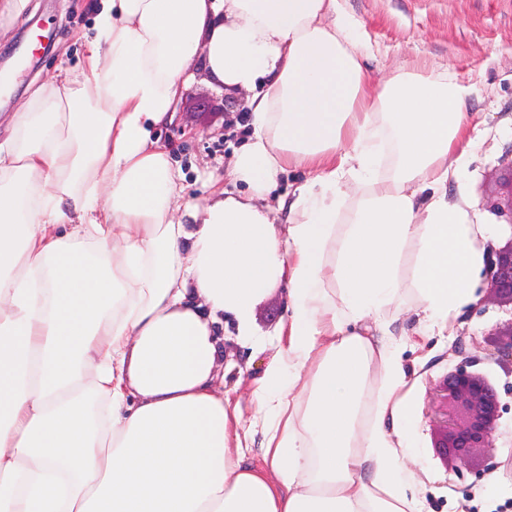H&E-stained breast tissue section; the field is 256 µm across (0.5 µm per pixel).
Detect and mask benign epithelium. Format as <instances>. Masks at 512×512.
<instances>
[{"instance_id": "7a95c632", "label": "benign epithelium", "mask_w": 512, "mask_h": 512, "mask_svg": "<svg viewBox=\"0 0 512 512\" xmlns=\"http://www.w3.org/2000/svg\"><path fill=\"white\" fill-rule=\"evenodd\" d=\"M504 187V203L495 204L494 211L511 216L507 223L509 236L502 245L487 246L484 274L486 289L512 315V162ZM491 346L498 364L512 367V318L495 329ZM471 366L473 362L467 360L443 379L447 410L442 420L443 437L435 444L437 454L455 465L459 473L464 468L480 472L473 450L486 447L487 435L501 416L495 386L485 375L469 370Z\"/></svg>"}]
</instances>
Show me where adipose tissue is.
Wrapping results in <instances>:
<instances>
[{
    "label": "adipose tissue",
    "instance_id": "obj_1",
    "mask_svg": "<svg viewBox=\"0 0 512 512\" xmlns=\"http://www.w3.org/2000/svg\"><path fill=\"white\" fill-rule=\"evenodd\" d=\"M357 29L337 0H102L79 75L29 90L0 140V512H419L391 325L411 300L441 335L479 300L483 227L446 192L470 88L374 82ZM200 60L252 93L249 192L209 205L178 202L152 137ZM281 278L255 469L215 325L250 335Z\"/></svg>",
    "mask_w": 512,
    "mask_h": 512
}]
</instances>
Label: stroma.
<instances>
[{
	"instance_id": "obj_1",
	"label": "stroma",
	"mask_w": 512,
	"mask_h": 512,
	"mask_svg": "<svg viewBox=\"0 0 512 512\" xmlns=\"http://www.w3.org/2000/svg\"><path fill=\"white\" fill-rule=\"evenodd\" d=\"M100 0H31L14 37L0 44V72L17 70L15 92H0V120L19 111L30 83L49 85L64 69H79ZM360 21L367 47L365 64L383 82L403 67L418 63L446 71L470 86L468 110L477 146L468 156L460 182H449L448 197L466 195L480 223L499 237L501 217L491 204L512 159V0H339ZM249 97L239 90L225 97L210 71L198 69L178 105L173 123L155 128L158 143L179 174L182 199L212 198L223 190L224 172L236 149L248 138ZM285 282L273 283L251 312L253 338L240 336L233 318L218 327L223 378L215 389L240 407L243 423L255 409L254 392L267 364L279 356V334L286 321ZM508 315L492 296L481 307L454 313L445 335H418L419 311L404 304L392 325L405 338L404 367L415 380L416 407L410 419L414 448L403 456L420 502V512H512V375L490 353L489 335ZM464 343L475 369L490 374L505 410L488 438L474 451L485 460L482 477L458 474L433 448L437 412L443 400L437 386L459 363L456 343Z\"/></svg>"
}]
</instances>
